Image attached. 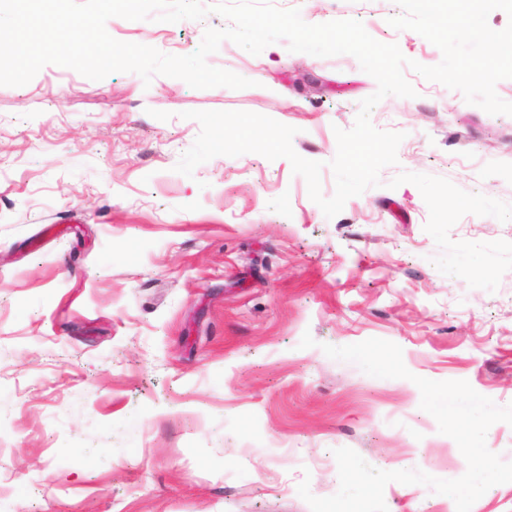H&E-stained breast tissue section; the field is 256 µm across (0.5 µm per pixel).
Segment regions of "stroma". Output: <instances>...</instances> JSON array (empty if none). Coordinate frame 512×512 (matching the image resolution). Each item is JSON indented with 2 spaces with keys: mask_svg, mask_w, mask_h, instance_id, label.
Returning a JSON list of instances; mask_svg holds the SVG:
<instances>
[{
  "mask_svg": "<svg viewBox=\"0 0 512 512\" xmlns=\"http://www.w3.org/2000/svg\"><path fill=\"white\" fill-rule=\"evenodd\" d=\"M302 19H356L427 66L440 50L388 20L395 0H272ZM209 14L106 23L172 55L199 47ZM211 66L253 87L195 89L134 73L100 81L54 64L0 86V512H310L339 488L334 449L387 471L455 479L456 443L412 379L369 376L322 344L399 345L413 376L465 380L512 404V270L496 291L432 264L428 209L400 172L512 204V116L404 75L373 126L404 133L380 186L326 218L290 162L218 156L175 172L200 132L193 110L249 111L296 127L324 197L335 128L354 125L375 80L351 55L254 56L223 41ZM317 84L303 81V74ZM455 241L512 242V221L464 215ZM314 347L303 349L304 333ZM388 512H455L448 496L389 483Z\"/></svg>",
  "mask_w": 512,
  "mask_h": 512,
  "instance_id": "1",
  "label": "stroma"
}]
</instances>
